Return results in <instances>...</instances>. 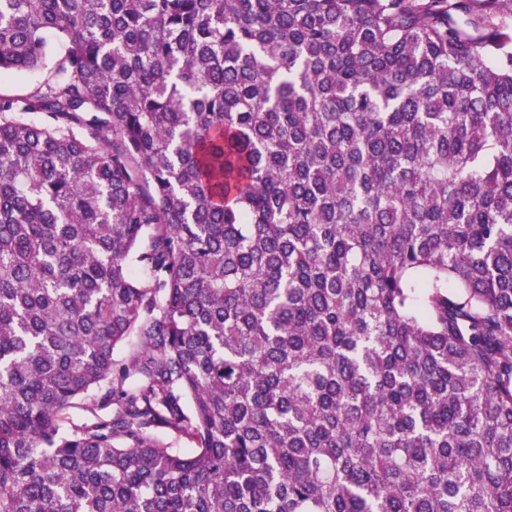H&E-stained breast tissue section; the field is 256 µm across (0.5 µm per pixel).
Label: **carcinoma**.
<instances>
[{
	"mask_svg": "<svg viewBox=\"0 0 512 512\" xmlns=\"http://www.w3.org/2000/svg\"><path fill=\"white\" fill-rule=\"evenodd\" d=\"M508 18L0 0V512H512ZM42 70L25 72L22 75L2 76L0 78V95L22 96L45 78Z\"/></svg>",
	"mask_w": 512,
	"mask_h": 512,
	"instance_id": "cac0c4a2",
	"label": "carcinoma"
}]
</instances>
